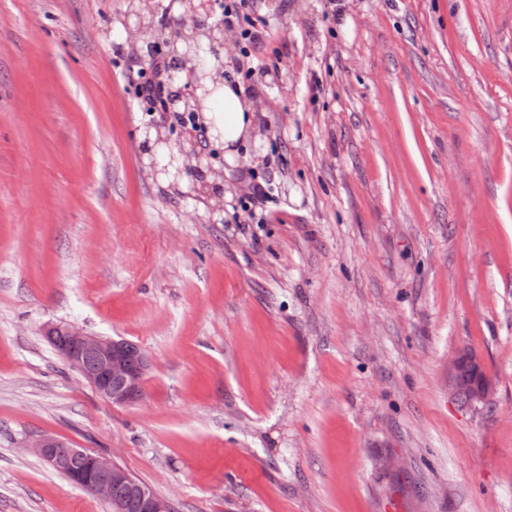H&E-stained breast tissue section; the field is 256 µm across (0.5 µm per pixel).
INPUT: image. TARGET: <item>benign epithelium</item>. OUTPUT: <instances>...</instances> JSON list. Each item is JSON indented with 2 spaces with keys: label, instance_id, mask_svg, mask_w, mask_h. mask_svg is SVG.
<instances>
[{
  "label": "benign epithelium",
  "instance_id": "7a95c632",
  "mask_svg": "<svg viewBox=\"0 0 512 512\" xmlns=\"http://www.w3.org/2000/svg\"><path fill=\"white\" fill-rule=\"evenodd\" d=\"M207 4L208 0H200L197 6L193 0H187L185 14L173 19L172 27L180 33L186 29L196 28L198 9L206 8ZM200 87V81L190 79L183 89L168 94V98L165 99L166 111L177 114L181 106L186 113L199 111L200 107L191 105L190 101L196 99V91ZM179 154L181 165L176 167L177 175L198 176V164L201 163L202 156L196 151L195 146H182ZM59 329L60 326L57 324L47 326L44 330L45 338L102 397L115 405H126L142 397L145 378L151 367L146 352L137 350L138 361L133 364L128 357L127 342L123 339L94 335L74 325L68 327L67 335L59 336ZM90 359L94 361L91 369L87 367V361ZM470 365L476 369L480 377L470 385L468 401L482 403L489 397L493 381L483 370L480 360L473 355L470 356ZM29 447L33 448L50 467L59 470L68 468L73 456H84L85 466L72 472L71 481L106 502L110 512H123L122 504L116 502L112 496V487L115 485H127L134 489L141 512H173L172 503L168 499L137 483L129 472L103 455L94 454L83 448H71L50 436L34 439Z\"/></svg>",
  "mask_w": 512,
  "mask_h": 512
}]
</instances>
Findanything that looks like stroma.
Masks as SVG:
<instances>
[{
  "label": "stroma",
  "instance_id": "35a3bbf8",
  "mask_svg": "<svg viewBox=\"0 0 512 512\" xmlns=\"http://www.w3.org/2000/svg\"><path fill=\"white\" fill-rule=\"evenodd\" d=\"M126 0H0V512H107L27 443L175 512H512V0H254L277 75L215 219L153 178ZM255 170L269 196L240 208ZM152 359L115 405L43 335ZM494 380L471 404L460 348ZM53 469L63 470L72 465L85 466L71 474V481L76 486L84 488L89 494L103 500L109 506L110 512H123L122 504L112 496L114 485H127L134 489L139 499L140 512H173L172 503L157 496L149 488L137 483L132 475L117 465L111 459L89 452L83 448H70L64 442L50 436H40L28 446Z\"/></svg>",
  "mask_w": 512,
  "mask_h": 512
}]
</instances>
